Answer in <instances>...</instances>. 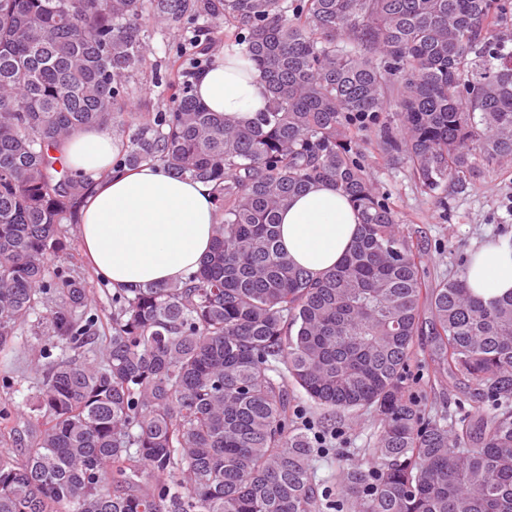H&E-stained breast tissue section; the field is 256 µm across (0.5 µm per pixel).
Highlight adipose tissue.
<instances>
[{"label": "adipose tissue", "instance_id": "ef3b65f1", "mask_svg": "<svg viewBox=\"0 0 512 512\" xmlns=\"http://www.w3.org/2000/svg\"><path fill=\"white\" fill-rule=\"evenodd\" d=\"M210 111L253 120L266 111L268 87L253 62L225 49L196 87ZM120 149L111 130L90 127L72 135L64 150L69 168L89 178L77 232L95 273L113 290L166 285L197 271L209 254L217 222L209 184L182 179L157 162L113 171ZM353 205L325 183L295 196L280 214V244L314 277L341 262L359 232ZM464 281L485 303L512 293V242L480 244L470 255Z\"/></svg>", "mask_w": 512, "mask_h": 512}]
</instances>
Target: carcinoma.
Instances as JSON below:
<instances>
[{
  "label": "carcinoma",
  "instance_id": "1",
  "mask_svg": "<svg viewBox=\"0 0 512 512\" xmlns=\"http://www.w3.org/2000/svg\"><path fill=\"white\" fill-rule=\"evenodd\" d=\"M146 15L181 38L169 109L136 114ZM210 22L271 94L246 124L195 97L188 46ZM120 121L115 167L209 183L218 224L186 280L112 294L96 347L66 264L88 183L60 158L74 132ZM369 130L444 207L449 187L511 169L512 0H0V353L48 325L28 344L25 456L0 450V512H512V293L486 305L460 276L428 283L366 173ZM319 182L360 228L314 279L281 248L279 213ZM422 361L425 387L461 376L483 410L425 412L407 378ZM299 398L380 419L335 485L311 466L330 431ZM15 417L0 406V441Z\"/></svg>",
  "mask_w": 512,
  "mask_h": 512
}]
</instances>
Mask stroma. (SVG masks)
Here are the masks:
<instances>
[{"instance_id":"stroma-1","label":"stroma","mask_w":512,"mask_h":512,"mask_svg":"<svg viewBox=\"0 0 512 512\" xmlns=\"http://www.w3.org/2000/svg\"><path fill=\"white\" fill-rule=\"evenodd\" d=\"M175 50L168 32H153L147 61L132 83L136 107L141 112H158L163 108L161 90L171 73ZM366 171L375 185L391 194L401 230L413 236L421 250V262L430 284L461 275L469 254L482 242L512 236V169L483 171L464 188H449L447 206L424 193L408 164L382 153L375 133H367ZM68 262L91 286L100 309L99 336H107L112 316L111 288L88 266L77 232L68 237ZM308 415L336 426L338 436L332 446L369 447L378 421L369 413L332 414L314 407ZM335 455L317 459L318 478L335 480Z\"/></svg>"}]
</instances>
